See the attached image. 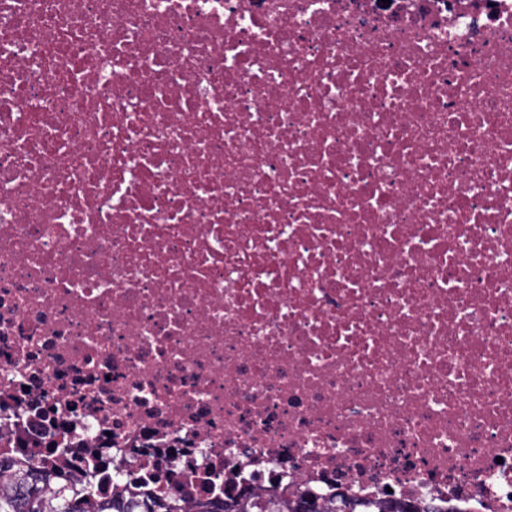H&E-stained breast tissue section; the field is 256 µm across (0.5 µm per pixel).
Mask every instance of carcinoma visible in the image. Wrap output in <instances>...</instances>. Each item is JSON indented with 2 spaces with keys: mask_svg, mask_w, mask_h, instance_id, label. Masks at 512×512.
Listing matches in <instances>:
<instances>
[{
  "mask_svg": "<svg viewBox=\"0 0 512 512\" xmlns=\"http://www.w3.org/2000/svg\"><path fill=\"white\" fill-rule=\"evenodd\" d=\"M19 452H0V474L11 468H18L13 484L0 491V512H85L83 496L68 490L62 477L51 472L42 461L19 462ZM53 482L58 488V497L54 501L42 495V487ZM239 492H226L224 498L212 504V512H240ZM100 512H154L152 504L109 499L102 503ZM290 512H326L323 504L311 495H304L292 505ZM384 512H468L455 504L448 507L429 505L413 506L403 502L385 504Z\"/></svg>",
  "mask_w": 512,
  "mask_h": 512,
  "instance_id": "1",
  "label": "carcinoma"
}]
</instances>
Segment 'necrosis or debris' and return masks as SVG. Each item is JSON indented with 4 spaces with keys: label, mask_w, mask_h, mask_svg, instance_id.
Segmentation results:
<instances>
[{
    "label": "necrosis or debris",
    "mask_w": 512,
    "mask_h": 512,
    "mask_svg": "<svg viewBox=\"0 0 512 512\" xmlns=\"http://www.w3.org/2000/svg\"><path fill=\"white\" fill-rule=\"evenodd\" d=\"M17 445L182 512H512V0H0Z\"/></svg>",
    "instance_id": "obj_1"
}]
</instances>
